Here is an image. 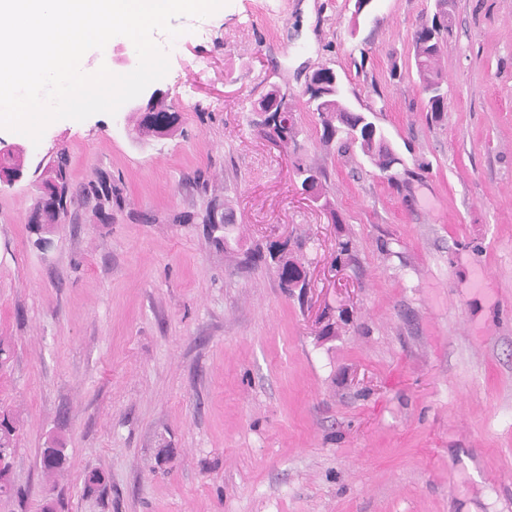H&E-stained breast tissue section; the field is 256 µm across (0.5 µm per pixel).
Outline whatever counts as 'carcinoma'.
Masks as SVG:
<instances>
[{
	"label": "carcinoma",
	"instance_id": "carcinoma-1",
	"mask_svg": "<svg viewBox=\"0 0 512 512\" xmlns=\"http://www.w3.org/2000/svg\"><path fill=\"white\" fill-rule=\"evenodd\" d=\"M448 0H437V12L431 21L421 23L414 32L413 54L414 64L418 74L422 92L441 89L444 77L436 68V59L447 45L450 29L448 25ZM315 112L318 113L323 126V139L326 142L339 141V148L349 151L354 148L367 156L382 173L389 174L392 182H397L396 176L390 174L394 165L400 163L394 152L381 145L379 136L382 130H373L376 123L373 113L354 109L343 88L329 84L322 87L321 97L314 101ZM265 134L278 142L283 148H288L297 141L299 130L290 116H277L263 120ZM377 136H372V132ZM67 159L60 155L53 161V188L61 194V199L67 198ZM297 176L301 179V189L308 190L321 186L323 172L307 165L296 166ZM35 209L39 210L42 225V238L47 240L58 227L65 223L67 214L66 204L61 203L51 208L39 199ZM280 280L290 288L307 287L304 264L282 250L273 254ZM17 421L13 417L4 416L0 419V498H12L19 494L11 480L3 481L1 477L9 472L8 458L11 456L16 443ZM66 458L63 449L53 443L43 449L40 465L44 472L52 474L60 470Z\"/></svg>",
	"mask_w": 512,
	"mask_h": 512
}]
</instances>
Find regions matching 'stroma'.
Instances as JSON below:
<instances>
[{
  "label": "stroma",
  "mask_w": 512,
  "mask_h": 512,
  "mask_svg": "<svg viewBox=\"0 0 512 512\" xmlns=\"http://www.w3.org/2000/svg\"><path fill=\"white\" fill-rule=\"evenodd\" d=\"M435 12L229 0L172 20L184 37L156 86L174 135L141 138L124 106L37 144L0 130L28 170L0 185V409L20 419L0 512L47 493L59 512H512V0H448L431 119L412 36ZM322 66L373 111L406 186L324 143L305 93ZM274 88L288 150L258 128ZM60 154L74 202L43 250L35 169ZM299 164L324 170L320 201ZM227 207L218 243L205 219ZM273 244L304 262L307 302ZM51 441L70 465L49 478ZM94 469L104 491L85 487Z\"/></svg>",
  "instance_id": "35a3bbf8"
}]
</instances>
